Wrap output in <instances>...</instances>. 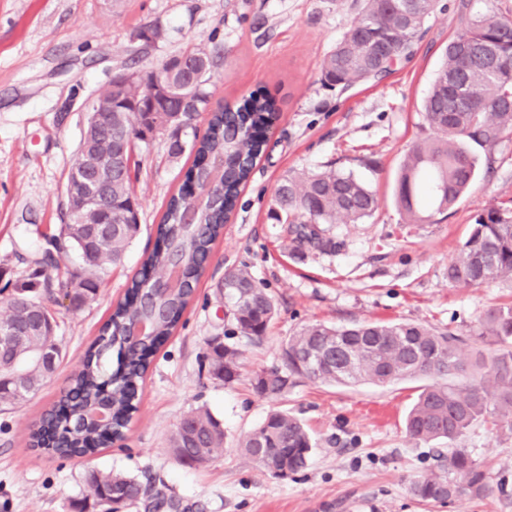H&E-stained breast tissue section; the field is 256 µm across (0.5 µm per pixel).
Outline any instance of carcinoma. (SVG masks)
Instances as JSON below:
<instances>
[{"instance_id":"obj_1","label":"carcinoma","mask_w":512,"mask_h":512,"mask_svg":"<svg viewBox=\"0 0 512 512\" xmlns=\"http://www.w3.org/2000/svg\"><path fill=\"white\" fill-rule=\"evenodd\" d=\"M485 9L471 13V0H458L455 11L461 33L448 43L445 60L435 74L422 110L438 137L412 148L398 177L400 210L411 224L429 220L456 204L468 190L477 170V158L468 143L491 147L512 134V15L500 13L496 0H484ZM437 0H363L359 16L321 63L324 84L346 92L355 84L379 81L395 64L409 60L423 35V25ZM219 57L206 46L171 57L162 68L167 94L148 97L141 81L154 72L137 74L123 87L101 98L112 99L103 120L87 122L73 166L97 164L108 167L118 140L131 133L146 141L154 129L189 127L206 111L209 95L207 74ZM275 102L256 90L236 105H224L210 114L205 135L195 141V158L184 182L207 175L202 161L215 164L224 156H259L265 145L254 137ZM251 170L217 188L200 205L198 224L181 223L189 205L184 189L170 197L157 237L164 247L154 248L132 279L124 302L118 304L99 335L87 349L81 369L72 377L58 407L46 412L30 434V446L60 458L91 457L124 437L133 413L138 410L139 389L148 371V351L158 350L172 335L192 301L195 274L210 256L223 234L224 224L237 206L239 186ZM376 195L352 173L329 169L301 172L284 178L275 193L272 212L288 225L294 247L327 251L336 247L325 224L343 218L358 223L376 210ZM112 224L102 228L107 216ZM66 221L48 241L38 264L55 274L44 288L53 295L56 287L69 301L67 309L79 310L96 296L101 274L124 257L137 237L139 204L132 186L131 168H112L105 195L96 208L74 213L66 208ZM73 250L82 264L76 270L61 269L55 254ZM181 261L177 281L164 280L170 316L152 317L142 300L157 286L151 272L171 268L170 255ZM499 280L512 281V209L493 205L480 214L448 265L452 284L480 286ZM22 285L0 318V402L15 403L37 391L54 373L61 357L55 318L48 306L29 295ZM224 316L231 328L229 342L210 341V373L226 384L236 381L241 351L232 339L249 343L262 338L276 312L273 298L245 268L229 269L220 285ZM478 336L499 346L483 371L470 375L460 357L459 338L415 322L365 321L349 326L311 323L288 339L283 364L253 378L257 395L279 398L299 378L326 384L356 385L370 382L387 386L407 379L427 383L406 417V431L417 442H452L472 425L489 418L512 429V304L488 310L480 321ZM345 347L353 358L349 374L339 370L329 352ZM117 353L115 370L107 367ZM458 382L448 381V377ZM175 457L188 465L203 464L224 448V429L209 412L191 410L180 419L170 441ZM243 453L279 477L304 470L314 444L304 424L285 412L270 413L241 441ZM437 465L410 482V494L421 502L446 503L462 497L478 498L486 489L485 473L464 448L445 453L436 449ZM86 494L73 501V512L132 505L142 499L179 509L155 489L151 479L91 470L86 476Z\"/></svg>"}]
</instances>
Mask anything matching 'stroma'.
Here are the masks:
<instances>
[{"label":"stroma","instance_id":"1","mask_svg":"<svg viewBox=\"0 0 512 512\" xmlns=\"http://www.w3.org/2000/svg\"><path fill=\"white\" fill-rule=\"evenodd\" d=\"M453 4L439 0L409 61L342 93L323 85L320 67L359 0H0V315L16 286L42 293L34 260L58 232L89 108L113 75L150 72L186 48L216 45L222 55L206 84L211 106L258 89L277 106L269 147L214 245L195 299L151 358L125 440L89 460L61 459L30 448L29 430L57 404L144 252L155 247V226L194 159L189 146L207 117L138 144L140 234L104 272L90 305L53 306L60 363L37 392L0 405V512H71L92 468L163 480L168 495L192 512H512V430L490 420L454 442L485 471L486 497L430 506L409 493L410 480L434 464L431 445L405 431L418 381L379 387L303 379L275 400L251 386L256 372L281 364L289 337L312 322L413 321L464 336L467 360L494 355L477 332L489 309L512 303V282L455 285L448 263L478 215L512 203V135L475 147L477 175L448 211L408 224L396 201L407 154L435 136L421 104L459 31ZM154 26L160 37L141 40L140 31ZM176 140L184 147L178 156L170 149ZM331 167L353 172L379 207L361 223L330 225L335 252L295 250L270 216L275 191L289 173ZM242 266L273 296L276 314L263 340L244 346L241 377L227 385L208 373L207 343L224 336L217 287L225 270ZM200 407L221 423L224 449L207 464L184 465L169 440L181 417ZM274 409L299 417L317 442L307 468L284 478L239 447Z\"/></svg>","mask_w":512,"mask_h":512}]
</instances>
